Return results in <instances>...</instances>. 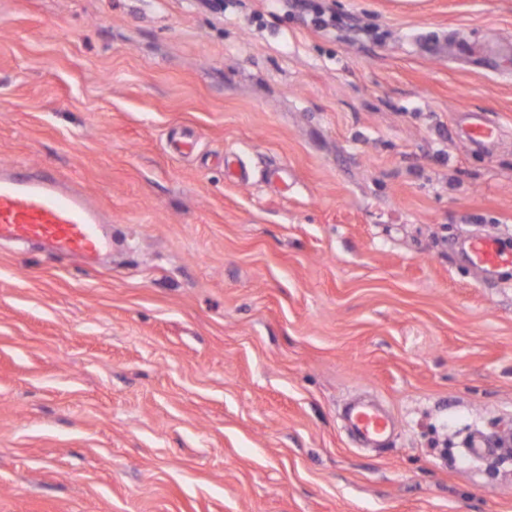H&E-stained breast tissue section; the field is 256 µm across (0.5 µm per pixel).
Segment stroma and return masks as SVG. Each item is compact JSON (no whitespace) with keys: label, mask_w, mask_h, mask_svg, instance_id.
Instances as JSON below:
<instances>
[{"label":"stroma","mask_w":512,"mask_h":512,"mask_svg":"<svg viewBox=\"0 0 512 512\" xmlns=\"http://www.w3.org/2000/svg\"><path fill=\"white\" fill-rule=\"evenodd\" d=\"M1 164L112 245L0 243V512H512V0H0ZM467 253L471 264L492 273L504 264H512V254L506 253L501 243L492 237H474L467 244ZM344 419L354 435L374 447H382L394 427V422L386 411L376 404L358 401L348 405Z\"/></svg>","instance_id":"1"}]
</instances>
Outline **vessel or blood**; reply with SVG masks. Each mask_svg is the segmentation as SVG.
I'll use <instances>...</instances> for the list:
<instances>
[{
	"label": "vessel or blood",
	"instance_id": "1",
	"mask_svg": "<svg viewBox=\"0 0 512 512\" xmlns=\"http://www.w3.org/2000/svg\"><path fill=\"white\" fill-rule=\"evenodd\" d=\"M107 221L88 196L56 178L0 168V241H40L56 255L91 259L108 245L102 230ZM467 253L471 264L487 273L512 264V254L492 237L472 238ZM344 419L354 435L376 447L394 427L386 411L358 401L348 405Z\"/></svg>",
	"mask_w": 512,
	"mask_h": 512
}]
</instances>
